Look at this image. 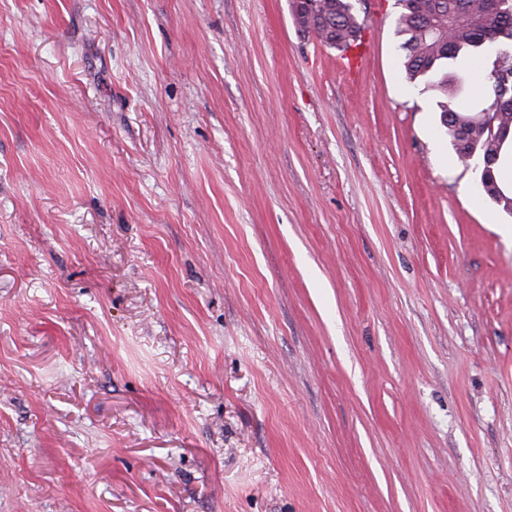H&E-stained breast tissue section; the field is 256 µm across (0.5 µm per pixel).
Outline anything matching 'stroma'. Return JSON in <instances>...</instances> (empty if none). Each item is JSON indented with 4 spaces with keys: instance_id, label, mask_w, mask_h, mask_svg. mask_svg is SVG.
<instances>
[{
    "instance_id": "stroma-1",
    "label": "stroma",
    "mask_w": 512,
    "mask_h": 512,
    "mask_svg": "<svg viewBox=\"0 0 512 512\" xmlns=\"http://www.w3.org/2000/svg\"><path fill=\"white\" fill-rule=\"evenodd\" d=\"M289 0H0V512H512V216Z\"/></svg>"
}]
</instances>
